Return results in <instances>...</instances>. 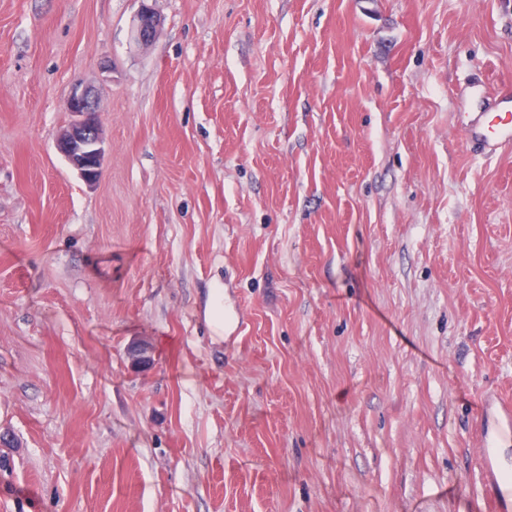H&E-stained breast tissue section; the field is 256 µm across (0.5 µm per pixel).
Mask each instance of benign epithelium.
I'll return each mask as SVG.
<instances>
[{
    "mask_svg": "<svg viewBox=\"0 0 512 512\" xmlns=\"http://www.w3.org/2000/svg\"><path fill=\"white\" fill-rule=\"evenodd\" d=\"M140 9L133 29V39L140 45L150 43L158 30L159 19L149 5L150 0H139ZM72 120L57 139V149L87 184L98 178L102 161V136L98 122L99 105L93 91L82 84L75 85L65 103ZM132 364L139 368L152 366L150 348L133 344L128 350Z\"/></svg>",
    "mask_w": 512,
    "mask_h": 512,
    "instance_id": "7a95c632",
    "label": "benign epithelium"
}]
</instances>
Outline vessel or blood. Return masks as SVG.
I'll list each match as a JSON object with an SVG mask.
<instances>
[{"mask_svg": "<svg viewBox=\"0 0 512 512\" xmlns=\"http://www.w3.org/2000/svg\"><path fill=\"white\" fill-rule=\"evenodd\" d=\"M461 127L465 140L477 145L484 152L502 144L512 143V96L494 99L492 106H485L483 93L472 89L463 102ZM482 469L489 484L497 494L498 512H512V482L503 483L495 448H483Z\"/></svg>", "mask_w": 512, "mask_h": 512, "instance_id": "obj_1", "label": "vessel or blood"}]
</instances>
